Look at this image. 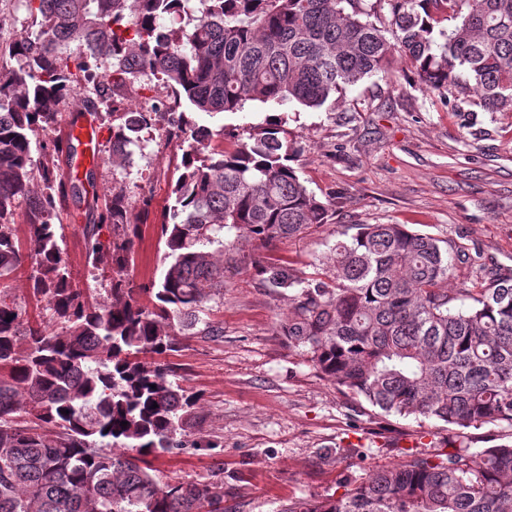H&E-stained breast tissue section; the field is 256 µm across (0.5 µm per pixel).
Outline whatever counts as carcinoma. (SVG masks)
Here are the masks:
<instances>
[{"label": "carcinoma", "mask_w": 512, "mask_h": 512, "mask_svg": "<svg viewBox=\"0 0 512 512\" xmlns=\"http://www.w3.org/2000/svg\"><path fill=\"white\" fill-rule=\"evenodd\" d=\"M24 2L31 32L0 45V512H224L223 484L161 483L148 464L208 447L185 440L199 397L171 379L164 358L178 336L224 335L208 317L224 299V231L259 249L331 223L334 210L291 165L299 149L283 119L212 130L182 101L207 114L250 102L320 108L388 74L399 55L421 89L474 92V105L512 112V0ZM381 5L387 27L372 20ZM448 12L450 29L440 26ZM165 17L186 24L169 28ZM155 80L169 101L107 119L114 166L129 163L144 131L182 151L160 225L165 269L148 284L130 277L139 225L114 186L81 226L97 284L83 288L56 221L81 206L94 172L61 173L77 148L51 136L59 107L82 92L95 110L127 84ZM450 250L404 224H358L336 231L329 261L308 276L255 266L289 297L281 330L318 373L386 416L441 421L461 439L434 457L407 450L338 496L297 498L279 512H512V443L483 449L479 464L467 443L470 428H512V273L451 292L442 287ZM25 267L22 300L8 283ZM31 304L44 311L35 323Z\"/></svg>", "instance_id": "carcinoma-1"}]
</instances>
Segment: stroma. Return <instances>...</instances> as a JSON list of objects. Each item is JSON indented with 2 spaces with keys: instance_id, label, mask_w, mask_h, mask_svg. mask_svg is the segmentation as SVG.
Here are the masks:
<instances>
[{
  "instance_id": "35a3bbf8",
  "label": "stroma",
  "mask_w": 512,
  "mask_h": 512,
  "mask_svg": "<svg viewBox=\"0 0 512 512\" xmlns=\"http://www.w3.org/2000/svg\"><path fill=\"white\" fill-rule=\"evenodd\" d=\"M391 78L348 87L336 104L252 103L244 111L194 113L200 124L247 129L287 116L303 147L294 161L309 190L333 198L332 223L303 238L284 239L260 256L299 275L325 259L335 229L404 224L464 250L452 287L469 286L477 269H512V112H489L469 96L447 102L419 88L404 61ZM78 114L93 136L97 186L126 187L145 229L131 271L142 283L159 277L165 252L159 224L172 205L181 153L162 139L112 168L110 133L79 100L61 107ZM239 241L224 263V303L212 317L220 336L180 337L167 361L180 384L200 397L185 448L152 459L159 481L224 485V512H277L291 498H322L354 477L402 461L403 449L424 455L456 451L451 426L434 420L381 416L364 400L323 378L294 349L278 324L290 308L254 269Z\"/></svg>"
}]
</instances>
